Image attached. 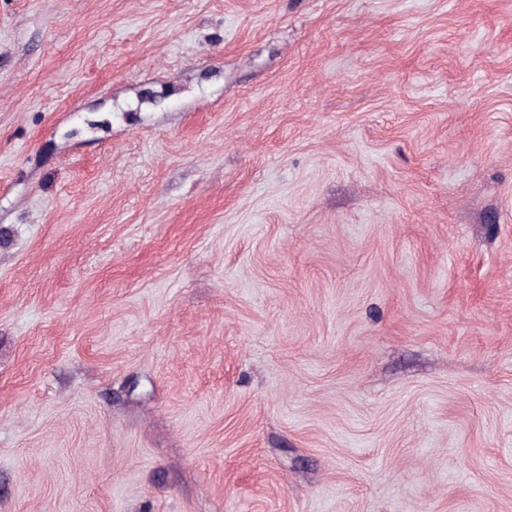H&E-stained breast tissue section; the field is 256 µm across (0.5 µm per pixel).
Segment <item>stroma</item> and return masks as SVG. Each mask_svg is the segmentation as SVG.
Listing matches in <instances>:
<instances>
[{"label": "stroma", "instance_id": "stroma-1", "mask_svg": "<svg viewBox=\"0 0 512 512\" xmlns=\"http://www.w3.org/2000/svg\"><path fill=\"white\" fill-rule=\"evenodd\" d=\"M0 512H512V0H0Z\"/></svg>", "mask_w": 512, "mask_h": 512}]
</instances>
